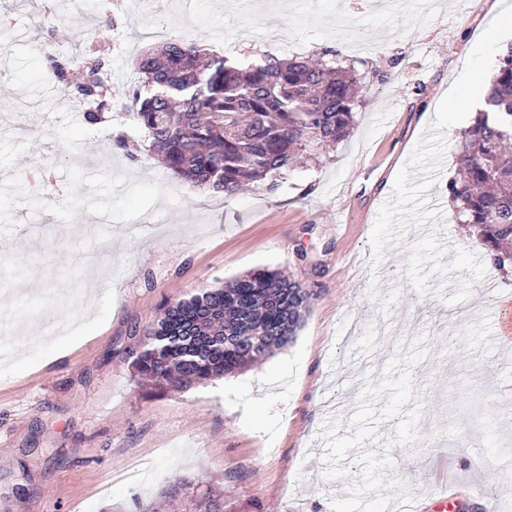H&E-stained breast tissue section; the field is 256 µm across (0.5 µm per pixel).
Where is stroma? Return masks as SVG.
<instances>
[{"instance_id": "1", "label": "stroma", "mask_w": 512, "mask_h": 512, "mask_svg": "<svg viewBox=\"0 0 512 512\" xmlns=\"http://www.w3.org/2000/svg\"><path fill=\"white\" fill-rule=\"evenodd\" d=\"M0 0V512H131L174 476L226 512H398L432 489L512 512V269L456 219L448 183L512 0ZM166 38L242 61L336 58L362 77L350 137L276 194L227 198L94 130L47 54L103 49L112 99ZM311 296L287 346L183 392L136 382L161 310L248 272ZM87 340L60 353L64 336Z\"/></svg>"}]
</instances>
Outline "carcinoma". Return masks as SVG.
<instances>
[{
	"label": "carcinoma",
	"mask_w": 512,
	"mask_h": 512,
	"mask_svg": "<svg viewBox=\"0 0 512 512\" xmlns=\"http://www.w3.org/2000/svg\"><path fill=\"white\" fill-rule=\"evenodd\" d=\"M49 73L88 105L84 120L112 118V92L100 55L46 58ZM141 76L121 112L142 128L167 168L182 180L230 198L250 183L269 193L298 163L317 162L349 136L360 79L350 66L265 57L242 69L226 56L177 40L144 50ZM460 141L450 180L458 223L468 225L491 263L512 266V46L503 53ZM310 295L278 271L246 274L165 307L134 359L142 381L179 390L231 374L287 345ZM226 336H242L232 347ZM181 512H224V483L180 477L163 493Z\"/></svg>",
	"instance_id": "1"
}]
</instances>
